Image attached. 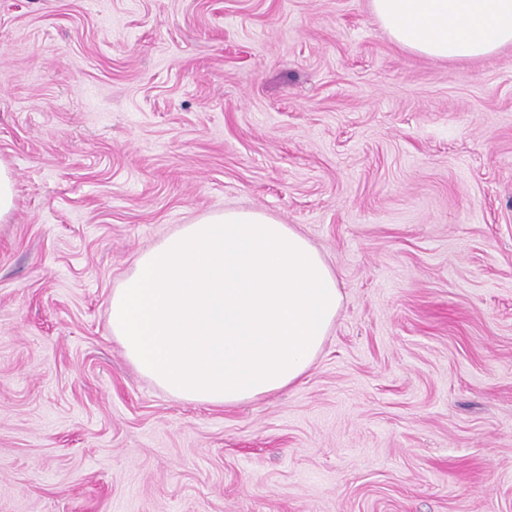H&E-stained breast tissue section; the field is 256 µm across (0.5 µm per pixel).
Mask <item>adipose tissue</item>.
I'll use <instances>...</instances> for the list:
<instances>
[{
	"mask_svg": "<svg viewBox=\"0 0 512 512\" xmlns=\"http://www.w3.org/2000/svg\"><path fill=\"white\" fill-rule=\"evenodd\" d=\"M401 48L473 59L512 43V0H370ZM341 306L336 275L259 210L210 213L140 252L108 324L126 360L171 398L235 407L300 381Z\"/></svg>",
	"mask_w": 512,
	"mask_h": 512,
	"instance_id": "1",
	"label": "adipose tissue"
}]
</instances>
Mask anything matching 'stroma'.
<instances>
[{
	"mask_svg": "<svg viewBox=\"0 0 512 512\" xmlns=\"http://www.w3.org/2000/svg\"><path fill=\"white\" fill-rule=\"evenodd\" d=\"M0 512H512V44L370 0H0ZM261 210L343 301L307 374L176 401L108 325L134 258ZM392 41L438 59H473L512 43V0H370ZM17 191L12 169L0 159V222L4 223L16 209Z\"/></svg>",
	"mask_w": 512,
	"mask_h": 512,
	"instance_id": "35a3bbf8",
	"label": "stroma"
}]
</instances>
